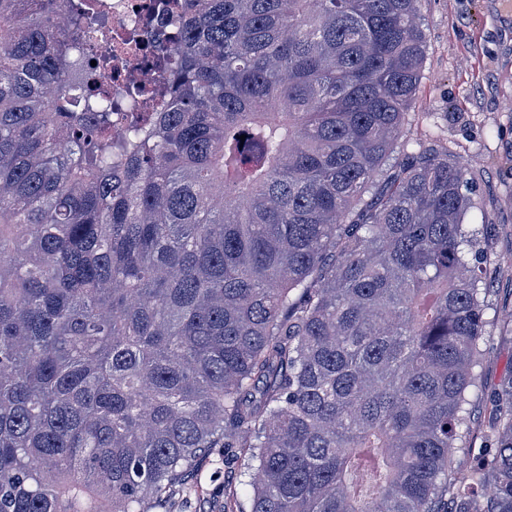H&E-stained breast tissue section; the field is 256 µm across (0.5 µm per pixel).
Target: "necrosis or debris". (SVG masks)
Listing matches in <instances>:
<instances>
[{"label":"necrosis or debris","mask_w":512,"mask_h":512,"mask_svg":"<svg viewBox=\"0 0 512 512\" xmlns=\"http://www.w3.org/2000/svg\"><path fill=\"white\" fill-rule=\"evenodd\" d=\"M104 14L82 40L89 56L108 49L111 71L96 74L101 95L112 100V129L124 131L126 116L153 106L151 89L156 79L152 57L169 49L170 24L162 16L164 0H103Z\"/></svg>","instance_id":"1"}]
</instances>
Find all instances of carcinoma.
<instances>
[{
	"label": "carcinoma",
	"mask_w": 512,
	"mask_h": 512,
	"mask_svg": "<svg viewBox=\"0 0 512 512\" xmlns=\"http://www.w3.org/2000/svg\"><path fill=\"white\" fill-rule=\"evenodd\" d=\"M166 7L161 108L114 136L82 6L0 0V512H152L209 448L250 512H512V376L453 471L490 263L468 169L386 167L417 0Z\"/></svg>",
	"instance_id": "cac0c4a2"
}]
</instances>
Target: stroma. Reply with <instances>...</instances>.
I'll return each instance as SVG.
<instances>
[{
	"instance_id": "1",
	"label": "stroma",
	"mask_w": 512,
	"mask_h": 512,
	"mask_svg": "<svg viewBox=\"0 0 512 512\" xmlns=\"http://www.w3.org/2000/svg\"><path fill=\"white\" fill-rule=\"evenodd\" d=\"M418 9L427 49L403 138L410 150L433 141L468 162L476 206L467 221L481 229L488 258L506 266L486 282V352L467 423L477 448L485 432L481 392L512 376V334L503 328L512 318V0H420ZM471 448L457 450V466L469 464ZM249 501L240 460L224 464L204 454L187 483L174 488L168 508L248 512Z\"/></svg>"
}]
</instances>
